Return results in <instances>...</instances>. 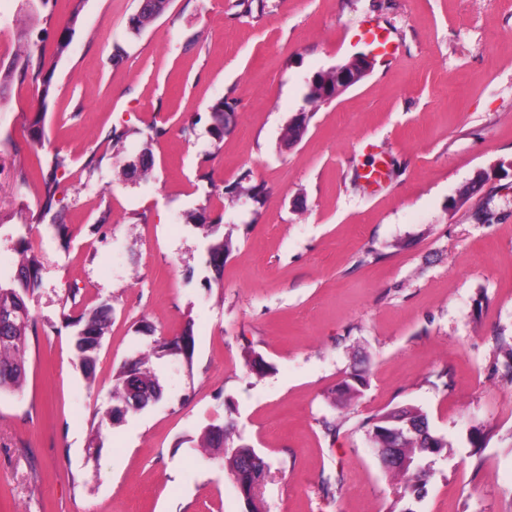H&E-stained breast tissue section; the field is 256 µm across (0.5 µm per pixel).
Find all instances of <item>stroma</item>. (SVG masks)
Masks as SVG:
<instances>
[{"mask_svg": "<svg viewBox=\"0 0 512 512\" xmlns=\"http://www.w3.org/2000/svg\"><path fill=\"white\" fill-rule=\"evenodd\" d=\"M138 8L84 0L74 19L58 0L38 22L52 97L39 107L17 83L0 104L1 154L32 170L47 150L68 162L57 219L29 234L42 261L37 331L24 389L0 396V512H245L222 460L199 447L222 422L272 462L265 512H512V0H171L135 35ZM371 25L391 54L362 38ZM370 51L364 79L307 107L315 73ZM220 100L234 120L216 148ZM305 107V135L281 149ZM41 108L38 147L28 119ZM151 125L163 134L149 142ZM115 128L130 137L111 144ZM146 148L150 177L123 179ZM245 172L264 195L236 189ZM39 194L38 180L20 189L0 170L5 262ZM201 211L231 244L219 274L192 220ZM103 303L111 328L88 377L63 316ZM188 324L192 359L152 361L161 401L106 422L89 456L116 372ZM356 368L368 386L339 404ZM406 405L448 441L409 502L362 426ZM334 420L331 437L322 424Z\"/></svg>", "mask_w": 512, "mask_h": 512, "instance_id": "obj_1", "label": "stroma"}]
</instances>
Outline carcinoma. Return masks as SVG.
<instances>
[{
	"mask_svg": "<svg viewBox=\"0 0 512 512\" xmlns=\"http://www.w3.org/2000/svg\"><path fill=\"white\" fill-rule=\"evenodd\" d=\"M29 9L26 18L16 26L18 50L14 58L7 64L0 62V101L7 99L15 82L31 78L37 92V101L43 103L52 93V75L45 71L43 39L32 38L30 22L37 19L41 11L55 0H26ZM170 0H153L151 7L142 15H134L130 20V30L134 34L141 32L154 19L163 14ZM38 61L37 68L30 70L33 61ZM211 127L209 134L213 143L218 145L224 139V114L227 109L224 101L220 100L210 107ZM11 165L15 172L17 188L29 186V171L18 154H13ZM67 167V158L58 151L47 152L38 160V170L41 181V196L37 211L29 213L24 226L31 227L40 224L57 205L56 194L59 187L58 173ZM194 221L205 230L208 239L207 252L215 272H220L224 266V255L230 250L229 243L214 236L213 225L207 223L205 213L194 216ZM16 260L12 271L5 277H0V315L10 313L19 308L26 310L20 319L6 318L0 321V394L14 392L23 388L28 373L29 333L34 331V319L30 312L29 302L39 288V273L42 262L40 256L31 250L27 238H18L15 248ZM112 312L111 305L104 303L82 313L78 319L70 321L77 327L74 335L77 357L85 370L93 368L96 354L102 340L108 334ZM194 348L193 324L187 323L181 335L170 341L157 343L153 355L161 358L182 356L191 360ZM149 356L141 355L125 364L117 377V383L112 391V406L102 412L101 419H112L115 414L122 412L128 401V387L136 383L139 386L160 390L159 379L153 369L148 367ZM367 386L364 373L354 371L339 388V397L350 401L358 397ZM409 423H418L428 428V434L419 435L407 432L399 441L403 456L411 464L407 467L386 469L387 474L396 480L395 494L399 499L420 498L430 477L431 471L423 466L430 456L440 453L448 447L445 437L431 429L428 415L413 406L393 408L374 415L367 421L368 434L374 444L379 460H384L386 448L389 447L387 432L396 427H407ZM235 432L233 425L208 424L202 431L200 447L212 454L218 453L224 457V466L229 474L238 481V488L243 499L252 512H259L260 507L254 505L252 485L246 473L242 470V460L248 455L256 456V467L271 469L270 462L248 444L234 445L230 436Z\"/></svg>",
	"mask_w": 512,
	"mask_h": 512,
	"instance_id": "carcinoma-1",
	"label": "carcinoma"
}]
</instances>
